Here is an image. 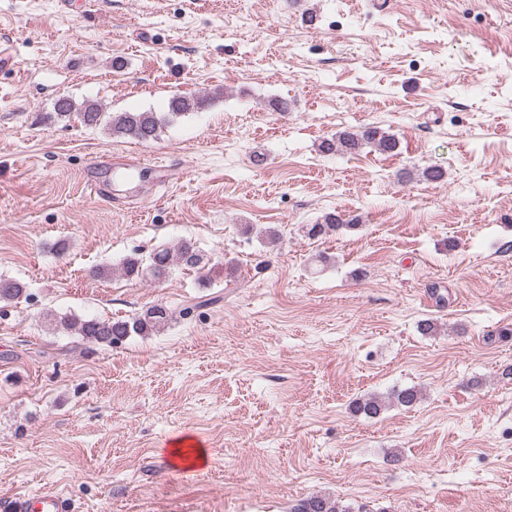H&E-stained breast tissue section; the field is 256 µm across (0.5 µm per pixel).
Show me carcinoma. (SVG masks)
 Segmentation results:
<instances>
[{
	"mask_svg": "<svg viewBox=\"0 0 512 512\" xmlns=\"http://www.w3.org/2000/svg\"><path fill=\"white\" fill-rule=\"evenodd\" d=\"M208 98L204 95L184 94L173 97L169 102V113L180 115L201 110ZM57 115L69 116L72 111L85 124L95 126L102 120L103 113L97 104L86 102L81 108H76L72 100L66 99L56 104ZM162 120L154 112H118L112 114L109 120V130L114 137L129 138L138 142H149L158 137ZM371 145L381 153H393L398 147L394 135L378 128L365 127L361 130H343L320 144L321 152L325 154H352L362 146ZM359 225L356 217H343L338 212L325 214L322 221L307 227V234L312 238L326 236L342 228L353 229ZM178 259L183 265L203 271L202 278L209 279L206 268L211 265V259L202 254L190 240L180 242L177 249L172 250L161 244L149 253L136 252L123 259L122 274L129 279H139L153 283L167 278L173 259ZM24 284L17 280L0 277V302H11L25 294ZM172 319V312L164 305H153L141 313L127 319H79L68 315H53L52 321L57 331L72 332L84 343L117 347L125 343L131 336H149L162 330ZM421 398L420 391L415 388H404L393 393L392 399L404 407L415 405ZM387 403L380 397L371 396L359 399L353 404V412L368 417H377L385 409ZM293 512H351L349 507L330 497L316 495L302 500Z\"/></svg>",
	"mask_w": 512,
	"mask_h": 512,
	"instance_id": "obj_1",
	"label": "carcinoma"
}]
</instances>
